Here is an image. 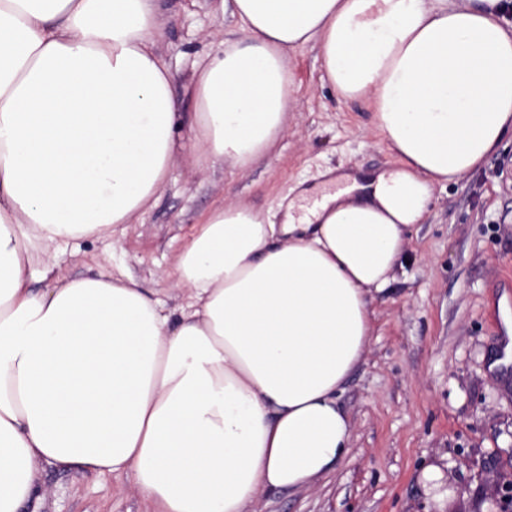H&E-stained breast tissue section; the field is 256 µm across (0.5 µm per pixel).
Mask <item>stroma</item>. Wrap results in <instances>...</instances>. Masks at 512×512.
Returning a JSON list of instances; mask_svg holds the SVG:
<instances>
[{
  "mask_svg": "<svg viewBox=\"0 0 512 512\" xmlns=\"http://www.w3.org/2000/svg\"><path fill=\"white\" fill-rule=\"evenodd\" d=\"M214 0H163L158 46L180 111L194 103L195 62L223 39H244ZM292 119L267 160L248 169L194 166L177 156L151 207L111 237L70 241L61 274L123 271L173 311L163 280L172 256L215 205L276 208L317 169H375L390 154L368 102L337 99L319 51L288 54ZM512 325V141L463 179L438 185L426 223L377 295L367 358L340 403L353 422L350 452L325 484L262 497L260 512H499L512 479V372L492 369L498 329ZM31 512H145L126 478L46 468Z\"/></svg>",
  "mask_w": 512,
  "mask_h": 512,
  "instance_id": "35a3bbf8",
  "label": "stroma"
}]
</instances>
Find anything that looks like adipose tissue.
I'll list each match as a JSON object with an SVG mask.
<instances>
[{"instance_id": "ef3b65f1", "label": "adipose tissue", "mask_w": 512, "mask_h": 512, "mask_svg": "<svg viewBox=\"0 0 512 512\" xmlns=\"http://www.w3.org/2000/svg\"><path fill=\"white\" fill-rule=\"evenodd\" d=\"M229 2L247 38L197 66L186 114L159 0H0V512L48 466L125 477L147 512L314 488L349 452L340 394L408 233L512 133V0ZM308 44L340 99L370 102L385 167L302 192L281 224L212 209L170 264L175 319L132 278L57 274L58 244L134 223L184 146L269 157Z\"/></svg>"}]
</instances>
